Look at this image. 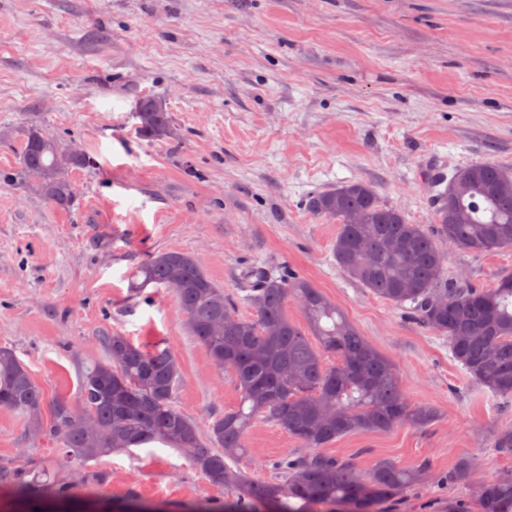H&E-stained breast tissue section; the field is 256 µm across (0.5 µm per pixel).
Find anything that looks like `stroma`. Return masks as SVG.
<instances>
[{
    "label": "stroma",
    "mask_w": 512,
    "mask_h": 512,
    "mask_svg": "<svg viewBox=\"0 0 512 512\" xmlns=\"http://www.w3.org/2000/svg\"><path fill=\"white\" fill-rule=\"evenodd\" d=\"M160 98L174 138L142 137L138 101ZM84 153L73 202L48 203L19 172L26 126ZM489 162L512 168V0H0V347L15 351L44 394L77 403L81 375L118 331L168 346L182 376L175 405L207 427L237 404L191 336L175 297H131L137 267L160 251L194 255L252 316L245 271L292 268L346 313L396 366L425 427L353 433L325 455L368 471L386 460L475 476L512 473L493 446L512 404L453 361L445 338L372 294L336 265V223L306 196L350 181L374 186L406 219L432 225L425 168ZM449 279L493 287L512 274V247L473 253L439 240ZM239 466L255 481L269 461L300 452L256 421ZM20 416L0 412V467L52 454ZM97 491L173 507L233 498L173 448L150 443L83 466ZM471 485L436 480L401 493L397 512H448ZM474 470L473 460L462 458L452 469L448 470L447 475H442L439 481L447 486L468 484L473 479Z\"/></svg>",
    "instance_id": "35a3bbf8"
}]
</instances>
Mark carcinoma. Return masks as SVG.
Masks as SVG:
<instances>
[{"instance_id":"1","label":"carcinoma","mask_w":512,"mask_h":512,"mask_svg":"<svg viewBox=\"0 0 512 512\" xmlns=\"http://www.w3.org/2000/svg\"><path fill=\"white\" fill-rule=\"evenodd\" d=\"M139 133L147 138L173 135L160 100L138 102ZM86 157L37 128L23 132L20 167L40 194L64 208L73 197L69 170ZM433 199L436 233L409 223L404 213L382 204L373 186L349 181L312 193L308 212L339 224L336 265L373 294L408 313L423 328L448 339L453 360L494 397L512 401V275L493 288H474L445 276L437 239L471 252L512 247V169L492 163L457 167L437 180ZM154 285L177 299L185 324L206 349L213 365L235 377L238 405L201 431L176 408L181 378L175 354L162 344L149 349L116 331L105 341V356L83 373L79 403L95 418L90 427L65 400L44 425V397L27 366L13 350L0 347V411L18 414L29 433L52 437L61 459L35 469L0 470V491L27 508L54 512L53 506L79 499L60 462L98 460L114 451L160 442L178 451L215 487H231L236 497L204 502L185 512H318L337 504L344 512H382L402 488L431 479L429 466L407 468L379 461L366 473L319 454L283 456L270 462L275 477L250 480L229 462L247 456L245 434L259 417L285 430L303 448H322L354 432L387 431L399 424L425 426L432 409L410 404L398 372L363 336L336 303L307 280L288 271H248L244 300L254 311L239 316L224 289L200 261L165 251L142 263L130 291L140 296ZM295 299L304 322L288 317ZM276 324L277 336L265 335ZM335 362L324 364L322 354ZM474 463L462 458L439 481L471 482ZM480 512H512V475L478 483Z\"/></svg>"}]
</instances>
